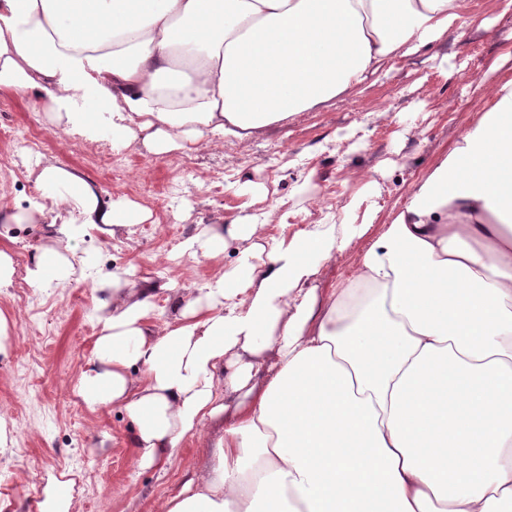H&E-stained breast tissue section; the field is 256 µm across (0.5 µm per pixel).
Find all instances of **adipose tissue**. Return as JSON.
Listing matches in <instances>:
<instances>
[{"instance_id":"ef3b65f1","label":"adipose tissue","mask_w":512,"mask_h":512,"mask_svg":"<svg viewBox=\"0 0 512 512\" xmlns=\"http://www.w3.org/2000/svg\"><path fill=\"white\" fill-rule=\"evenodd\" d=\"M462 0H0V89L39 90L54 127L152 154L255 132L319 108L396 58L456 32ZM418 182L349 284L318 298L321 264L350 235L279 242L205 287L121 275L94 284L98 333L72 395L124 410L139 468L166 471L212 430L209 465L156 512H512V80ZM55 215L30 287L85 273L73 240L143 223L55 163ZM253 218L183 244L215 258L260 237ZM174 315L153 323L154 299Z\"/></svg>"}]
</instances>
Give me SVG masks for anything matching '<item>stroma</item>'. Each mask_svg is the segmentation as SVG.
I'll list each match as a JSON object with an SVG mask.
<instances>
[{
	"mask_svg": "<svg viewBox=\"0 0 512 512\" xmlns=\"http://www.w3.org/2000/svg\"><path fill=\"white\" fill-rule=\"evenodd\" d=\"M462 38L441 39L427 52L397 59L394 69L318 109L256 132L247 143L225 140L198 150L148 153L141 140L113 151L122 172L102 159L103 142L74 143L52 128L36 90L0 91V197L26 208L38 197L37 162H56L93 180L104 199L127 198L147 207L154 234L138 227L111 236L80 238L76 252L93 250L95 274L132 272L134 280L172 279L170 234L180 241L215 216L225 222L252 217L270 239L292 238L319 224L363 227L362 236L323 263L314 283L319 295L351 278L361 251L376 239L414 184L451 152L489 108L483 82L512 80V11L498 0H463ZM32 129L43 148L23 167L11 165L12 135ZM307 184L298 194L299 184ZM47 224L0 223V249L18 268L51 246ZM246 245L227 240L214 259L190 260L184 277L201 283L235 266ZM93 283L77 278L32 288L17 282L0 294L10 316L13 345L0 356V404L13 446L0 454V512H39L47 473L74 479L71 512H155L176 494L187 468L209 464L211 434L183 442L165 473L138 468L132 423L120 408L87 410L72 394L80 365L97 334Z\"/></svg>",
	"mask_w": 512,
	"mask_h": 512,
	"instance_id": "obj_1",
	"label": "stroma"
}]
</instances>
